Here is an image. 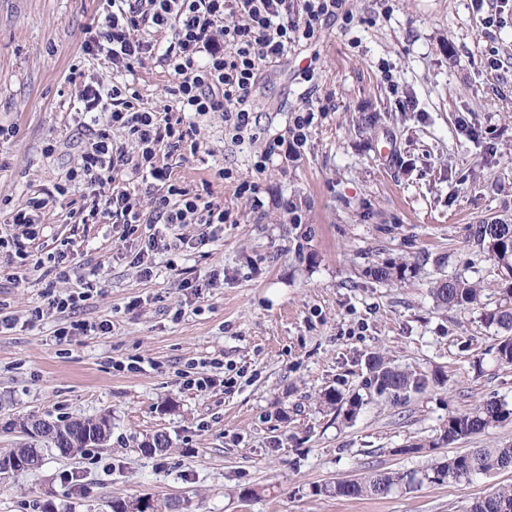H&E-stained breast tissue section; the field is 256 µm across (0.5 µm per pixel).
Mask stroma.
<instances>
[{
    "label": "stroma",
    "instance_id": "1",
    "mask_svg": "<svg viewBox=\"0 0 512 512\" xmlns=\"http://www.w3.org/2000/svg\"><path fill=\"white\" fill-rule=\"evenodd\" d=\"M348 27L267 65L256 91L261 140L286 134L295 109L318 111L298 161L253 168L254 148L224 135L217 113L195 117L201 148L168 158L171 179L209 183L232 214L206 244L204 226H156L178 240L143 275L138 236L120 224H77L74 184L50 204L36 237L0 223V303L16 324L0 331V453L24 445L3 422L110 417L104 446L43 453L40 469L0 477V512H112L116 497L167 512H468L475 498L512 486V471L478 474L384 497H325L316 486L376 471L424 472L473 448L512 444V421L453 444L439 437L449 415L490 396L512 404V366L497 363L501 331L483 305L499 299L492 262L470 249L469 224L512 214V0H349ZM106 0H0V212L26 192L53 189L76 164L90 132L78 121L77 86L134 81L145 107L172 78L158 62L135 75L84 53ZM499 25L486 23L489 15ZM391 81H384L383 71ZM416 100L399 111L391 84ZM232 170L234 181L217 172ZM263 188L237 196L241 181ZM302 203L301 223L278 196ZM29 255L15 258L16 249ZM406 262L404 281L368 276L385 260ZM66 270L57 279L58 270ZM479 280V306L435 307L432 282ZM191 289H183V281ZM92 289L81 317L107 320V335L60 339L63 317L46 292ZM40 320H31L34 309ZM429 378L409 397L377 396L368 358ZM146 360L141 372L119 363ZM238 371L204 391L181 374L210 360ZM359 396L354 416L320 396ZM170 445L143 454L146 436ZM262 488L261 496L251 491Z\"/></svg>",
    "mask_w": 512,
    "mask_h": 512
}]
</instances>
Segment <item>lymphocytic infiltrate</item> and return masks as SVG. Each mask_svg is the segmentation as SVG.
<instances>
[{"mask_svg": "<svg viewBox=\"0 0 512 512\" xmlns=\"http://www.w3.org/2000/svg\"><path fill=\"white\" fill-rule=\"evenodd\" d=\"M347 0H303L299 12H291L288 0H111L112 11L98 32L84 46L85 52L108 57L115 69L135 72L153 58L165 63L173 83L167 89L170 105L149 110L139 104L132 83L102 90L99 84L81 85L78 98L84 112H100L104 118L80 155V162L57 184L23 197L9 213L12 224L36 226L44 209L56 196L65 195L68 184H85L80 221L84 224L123 225L135 234L142 224H224L231 214L199 191L171 183V171L161 154L187 149L198 152L200 129L184 123L183 113H220L232 142L256 139L253 126L254 93L262 73L287 54L293 44L318 37L324 23H351ZM172 31L167 48L144 40L139 32ZM313 104L296 114L288 134L266 141L253 163L263 170L272 156L293 160L307 141L314 119ZM126 131L130 145L113 141L112 133ZM141 176L165 185L166 193L154 196L150 211H143L129 187L130 176ZM92 297L91 292H65L53 296L51 307L68 314L60 336L105 335L109 321H89L76 313Z\"/></svg>", "mask_w": 512, "mask_h": 512, "instance_id": "obj_1", "label": "lymphocytic infiltrate"}]
</instances>
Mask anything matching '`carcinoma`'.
<instances>
[{
	"label": "carcinoma",
	"instance_id": "1",
	"mask_svg": "<svg viewBox=\"0 0 512 512\" xmlns=\"http://www.w3.org/2000/svg\"><path fill=\"white\" fill-rule=\"evenodd\" d=\"M467 243L487 254L501 276V300L491 309H483L486 325L506 332L496 349V360L512 365V215L493 216L468 227ZM410 265L405 262L383 261L370 267L367 274L378 282L406 279ZM437 306L450 310H469L481 303L482 287L465 276L457 275L439 280L430 288ZM370 371L367 385L379 395L399 397L423 391L428 381L412 372L384 363L378 355L369 357ZM361 398L348 399L334 390L322 395L327 407L347 406V414L356 412ZM512 418L508 403L496 398L480 401L466 413L451 414L440 435L443 443L479 435ZM56 434L46 435L54 448H76L82 452L92 447L86 441L87 430H111L104 419H69L54 421ZM512 469V445L496 448H479L470 453L457 454L439 462L422 475L415 472L378 471L364 478L327 482L315 488V494L325 497L386 496L401 486L440 484L448 479L468 478L474 474ZM471 512H512V487H499L476 500Z\"/></svg>",
	"mask_w": 512,
	"mask_h": 512
}]
</instances>
